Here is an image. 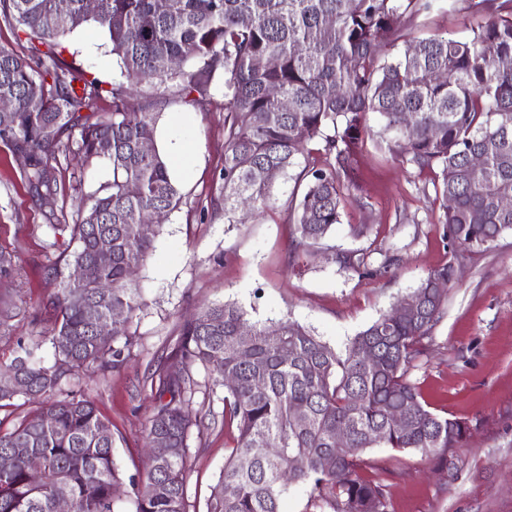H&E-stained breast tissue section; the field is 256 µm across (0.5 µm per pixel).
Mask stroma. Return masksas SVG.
<instances>
[{"label": "stroma", "mask_w": 512, "mask_h": 512, "mask_svg": "<svg viewBox=\"0 0 512 512\" xmlns=\"http://www.w3.org/2000/svg\"><path fill=\"white\" fill-rule=\"evenodd\" d=\"M475 2L436 0L402 35L471 40L494 9L492 0L480 8ZM67 45V59L104 81L119 79L118 60L99 29L75 31ZM224 116L216 89L194 105L173 101L158 123L161 155L168 156L176 140L190 149L188 162H169L182 202L136 271L145 304L131 325L136 345L130 361L85 387L112 424L117 462L130 474L144 465V426L156 397L152 374L177 345L180 316L215 301L233 302L251 320L289 317L338 348L411 294L431 269L452 261L456 277L445 315L409 378L432 411L467 421L471 434L454 449L450 469L437 468L421 451L372 448L364 455V474L383 481L391 512H512V234L479 252L444 239L434 174L392 155L377 136L358 153L359 186L345 189L341 221L320 244L295 245L291 181L280 187L273 210H242L236 223H225L219 197ZM54 166L58 191L47 205L23 181V161L0 145V250L12 254L16 268L0 283V297L17 303L0 341L5 361L15 339H34L50 328L36 314L61 287L55 262L75 247L69 233L53 235L52 225L76 223L84 196L112 180L105 159L78 178L71 157L57 156ZM355 224L369 225V233L353 235ZM356 250L370 253L375 265L387 253L396 261L385 273L365 275L332 259L333 252ZM192 375L200 385L193 408L203 423L188 439L186 487L189 512H207L237 429L224 422L223 388L212 387L203 367H193Z\"/></svg>", "instance_id": "obj_1"}]
</instances>
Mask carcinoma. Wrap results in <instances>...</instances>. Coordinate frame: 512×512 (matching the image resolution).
Returning a JSON list of instances; mask_svg holds the SVG:
<instances>
[{
    "mask_svg": "<svg viewBox=\"0 0 512 512\" xmlns=\"http://www.w3.org/2000/svg\"><path fill=\"white\" fill-rule=\"evenodd\" d=\"M435 0H0V18L25 35L31 58L0 47V143L27 157L23 179L43 201L57 191L50 165L61 152L88 167L112 164V181L89 196L70 230L76 248L65 265L79 281L62 279L41 313L53 323L54 362L16 341L1 374L0 409L40 401L6 429L0 421V512H120L129 488L134 512H188L187 438L201 418L193 411V366L224 393V421L238 435L213 486L207 512H281L280 475L309 489L311 501L333 512H390L383 485L362 475L369 448L430 449L448 466V449L469 436V424L430 410L408 372L427 352L431 329L445 314L453 264L427 273L415 288L421 312L413 319L386 312L341 348L291 318L252 323L234 303H212L183 319L169 368L146 427L169 451L126 474L114 457L112 425L70 380L126 365L134 345L126 326L143 304L129 277L153 250L161 225L151 211L170 213L181 197L157 147L158 122L177 96L190 104L211 95L221 78L224 164L220 194L224 223L247 205L272 207L276 180L289 179L297 156L304 183L292 194L296 246L316 245L340 223L344 182L356 186L353 163L380 116V135L393 154L436 174L443 236L483 251L512 233V0H501L469 41L434 36L409 41L392 59L383 49L402 37L403 18L427 12ZM92 24L108 36L122 79L103 81L63 57L64 39ZM112 111H95L103 93ZM152 144L149 152L141 145ZM321 145L320 163L309 145ZM482 158L480 167L472 164ZM139 186L130 193L129 187ZM109 242L101 263L96 243ZM369 254L339 251L342 268L369 270ZM124 313L112 334L99 329L112 310ZM374 351L365 361L363 352ZM406 416L399 425L392 411ZM345 429L346 447H336ZM42 478H29L31 459Z\"/></svg>",
    "mask_w": 512,
    "mask_h": 512,
    "instance_id": "obj_1",
    "label": "carcinoma"
}]
</instances>
